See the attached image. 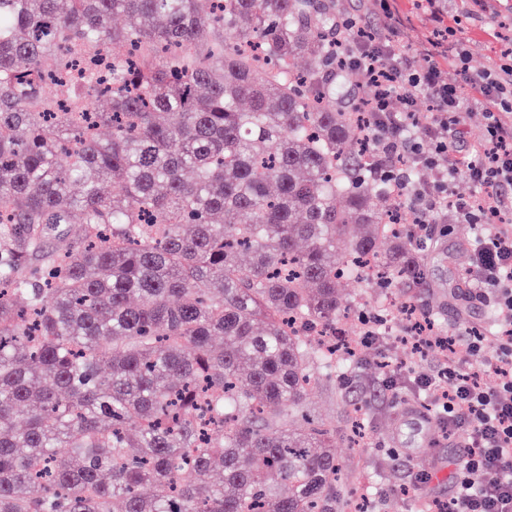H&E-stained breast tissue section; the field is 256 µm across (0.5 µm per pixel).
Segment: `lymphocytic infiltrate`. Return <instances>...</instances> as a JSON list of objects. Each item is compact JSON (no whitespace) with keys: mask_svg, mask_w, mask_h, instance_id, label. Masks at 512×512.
<instances>
[{"mask_svg":"<svg viewBox=\"0 0 512 512\" xmlns=\"http://www.w3.org/2000/svg\"><path fill=\"white\" fill-rule=\"evenodd\" d=\"M368 10L385 21L360 38L349 37L347 17L336 21L341 66L360 77L371 119L368 138L378 161L395 168L396 185L407 201L410 230L424 238L428 225L445 212L477 226L472 258L477 282L497 317L493 337L480 333L456 338L419 336L416 348L437 361L433 370L413 372L426 391L427 416L464 453L451 475L447 500L436 512H512V204L497 189L512 183V51L501 63L479 72L468 69L469 49L456 42L448 58L463 79L448 82L437 58L441 44L427 38L416 50L405 44V21L391 0H368ZM428 66L415 64L416 56ZM429 110H416L419 100ZM481 106L486 137L475 156L457 153L461 117ZM468 179L467 198L454 196L450 183ZM495 387L482 384L485 374Z\"/></svg>","mask_w":512,"mask_h":512,"instance_id":"obj_1","label":"lymphocytic infiltrate"}]
</instances>
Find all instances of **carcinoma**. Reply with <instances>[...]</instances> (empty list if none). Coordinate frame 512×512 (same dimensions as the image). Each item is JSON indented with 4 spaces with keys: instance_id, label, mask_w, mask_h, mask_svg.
<instances>
[{
    "instance_id": "carcinoma-1",
    "label": "carcinoma",
    "mask_w": 512,
    "mask_h": 512,
    "mask_svg": "<svg viewBox=\"0 0 512 512\" xmlns=\"http://www.w3.org/2000/svg\"><path fill=\"white\" fill-rule=\"evenodd\" d=\"M60 2L0 0V512H336L316 338L424 276L338 0ZM377 288H371L370 285L358 277L344 279L340 284L342 296L350 300L363 302L368 307H373L377 294Z\"/></svg>"
}]
</instances>
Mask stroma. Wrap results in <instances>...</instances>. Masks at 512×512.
<instances>
[{
  "mask_svg": "<svg viewBox=\"0 0 512 512\" xmlns=\"http://www.w3.org/2000/svg\"><path fill=\"white\" fill-rule=\"evenodd\" d=\"M446 11L463 15L457 33L470 49L469 67L478 71L491 67L503 51L512 48V0H488L485 11L468 18L471 0H444ZM476 230L445 216L436 224L432 238L421 252L424 280L408 289L406 296L429 311L436 330L447 336L469 331L491 335L495 313L474 294L469 273L471 248ZM408 324L394 315L383 342L362 350L354 384L343 382L313 385L306 412L317 422L336 424V455L343 464L346 486L359 487L354 507L377 499L380 512H428L433 500L448 497V477L460 454L457 442L432 432L425 444L410 442L400 425L402 402L420 403L409 370L422 365L407 341ZM398 368L395 387H387L378 360ZM431 474L428 483H416L418 474Z\"/></svg>",
  "mask_w": 512,
  "mask_h": 512,
  "instance_id": "obj_1",
  "label": "stroma"
}]
</instances>
